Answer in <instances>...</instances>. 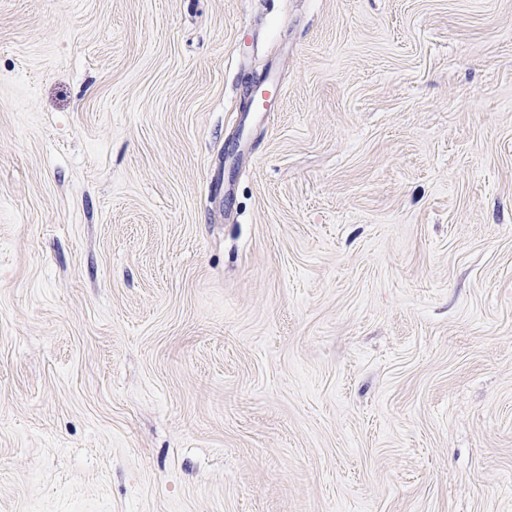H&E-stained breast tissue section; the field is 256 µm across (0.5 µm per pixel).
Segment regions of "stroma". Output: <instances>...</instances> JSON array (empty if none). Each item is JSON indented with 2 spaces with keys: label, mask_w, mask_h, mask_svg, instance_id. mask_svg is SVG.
<instances>
[{
  "label": "stroma",
  "mask_w": 512,
  "mask_h": 512,
  "mask_svg": "<svg viewBox=\"0 0 512 512\" xmlns=\"http://www.w3.org/2000/svg\"><path fill=\"white\" fill-rule=\"evenodd\" d=\"M0 512H512V0H0Z\"/></svg>",
  "instance_id": "35a3bbf8"
}]
</instances>
